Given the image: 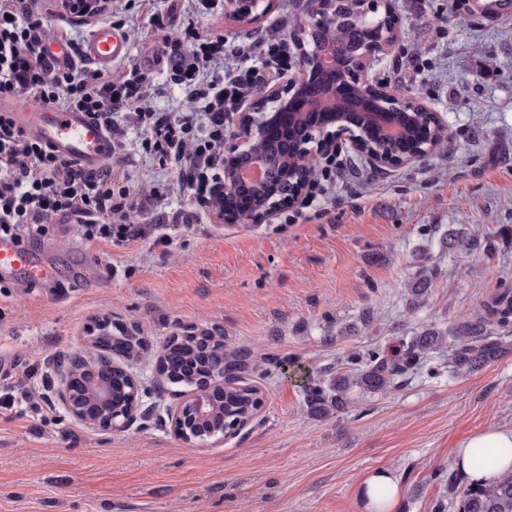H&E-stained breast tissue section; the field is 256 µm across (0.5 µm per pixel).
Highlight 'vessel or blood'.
<instances>
[{
    "instance_id": "vessel-or-blood-1",
    "label": "vessel or blood",
    "mask_w": 512,
    "mask_h": 512,
    "mask_svg": "<svg viewBox=\"0 0 512 512\" xmlns=\"http://www.w3.org/2000/svg\"><path fill=\"white\" fill-rule=\"evenodd\" d=\"M129 51L124 33L108 24L96 26L81 46L84 58L103 67L123 61ZM0 111L12 113L16 124L30 136L83 170H97L112 156L111 139L88 113L5 101H0ZM0 275L36 281L43 279L45 273L35 255L0 239Z\"/></svg>"
}]
</instances>
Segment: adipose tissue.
<instances>
[{
	"mask_svg": "<svg viewBox=\"0 0 512 512\" xmlns=\"http://www.w3.org/2000/svg\"><path fill=\"white\" fill-rule=\"evenodd\" d=\"M492 454L493 463H485L484 454ZM459 478L468 486L496 483L512 472V427L496 424L465 437L452 453ZM403 490L388 469H376L363 483L359 497L362 512H397Z\"/></svg>",
	"mask_w": 512,
	"mask_h": 512,
	"instance_id": "ef3b65f1",
	"label": "adipose tissue"
}]
</instances>
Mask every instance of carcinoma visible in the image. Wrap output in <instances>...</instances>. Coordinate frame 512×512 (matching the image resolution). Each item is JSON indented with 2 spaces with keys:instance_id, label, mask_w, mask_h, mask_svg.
<instances>
[{
  "instance_id": "carcinoma-1",
  "label": "carcinoma",
  "mask_w": 512,
  "mask_h": 512,
  "mask_svg": "<svg viewBox=\"0 0 512 512\" xmlns=\"http://www.w3.org/2000/svg\"><path fill=\"white\" fill-rule=\"evenodd\" d=\"M317 8L333 14L335 25L323 38L333 49L335 57L351 63L356 59L366 40V32L354 15L355 5L351 3H324ZM343 122L352 123L360 139L368 149L374 148L392 155H402L428 147L436 135V128L428 112H392L389 123L400 129L401 135L394 141L385 139L384 132L375 126L367 112L358 111L343 115ZM314 125V118L303 117L284 130L277 144L257 143L255 151L262 155L270 170L266 191H279L282 184L295 180L301 175L289 143L302 139ZM448 252L475 250L480 242L463 239L449 233L445 237ZM437 277L434 266H425L416 273L409 284L412 306L423 304ZM512 337V288H505L483 302L476 316L466 319L455 327L440 331L428 327L411 337L403 351L394 359H385L374 352L366 355L352 353L348 362L356 366L353 373H342L329 387L318 382L306 386L307 402L315 412L341 410L347 404V393L353 387L366 393L385 394L394 389L407 374L423 362L430 352L448 344L450 354L448 366L451 375L472 374L481 371L488 364L497 361L504 354L509 338ZM94 341L107 344L119 353L140 355L146 347L138 332L126 330H95ZM224 341L213 328H197L195 334H175L167 342L169 354L164 362L160 377L172 385H179L188 391L204 393L207 390L208 373L224 365V374L238 375L246 368L250 352L241 348H224V353L207 361L199 359L197 347L209 346ZM112 387L113 401L125 395H133V387L120 371H113L107 377ZM260 400L258 389L238 377L224 387V401L211 418L201 424L199 439H205L210 432L224 426L232 419L252 417ZM456 512H512V475L503 477L491 486L468 488L456 495Z\"/></svg>"
}]
</instances>
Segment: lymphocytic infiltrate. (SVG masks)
<instances>
[{
    "label": "lymphocytic infiltrate",
    "mask_w": 512,
    "mask_h": 512,
    "mask_svg": "<svg viewBox=\"0 0 512 512\" xmlns=\"http://www.w3.org/2000/svg\"><path fill=\"white\" fill-rule=\"evenodd\" d=\"M44 0H0V100L52 105L88 113L120 148L119 117L130 115L145 132L150 160L175 168L181 189L209 211H224V131L232 114L262 81L246 70L219 78L224 34L185 30L167 34L163 54L184 93V109L173 113L144 107L145 78L133 68L121 74L82 58L52 65L42 46L51 33ZM138 191L122 171L106 165L86 171L56 155L0 112V232L54 221L73 223L81 239L123 243L138 239L134 222Z\"/></svg>",
    "instance_id": "lymphocytic-infiltrate-1"
}]
</instances>
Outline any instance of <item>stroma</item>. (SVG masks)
I'll return each instance as SVG.
<instances>
[{
	"instance_id": "35a3bbf8",
	"label": "stroma",
	"mask_w": 512,
	"mask_h": 512,
	"mask_svg": "<svg viewBox=\"0 0 512 512\" xmlns=\"http://www.w3.org/2000/svg\"><path fill=\"white\" fill-rule=\"evenodd\" d=\"M463 2L393 0L397 40L370 71L439 112L450 151L381 171L343 145L320 163L294 223L283 209L256 223H178L195 201L173 169L145 163L142 131L127 121L111 162L130 186L163 193L141 201L142 236L89 243L49 226L21 241L49 277L0 280V394L17 384L29 392L0 407V512H359L358 489L379 468L399 477L402 512H454L448 451L486 425L512 426V352L456 378L439 353L386 394L352 391L337 413L311 412L304 390L331 382L350 352L394 357L424 327H451L512 286V7L486 19ZM170 6L110 0L98 17L129 35L115 71L140 68L149 105L168 112L183 111L184 95L161 61L153 14H169L173 34L223 31L228 79L270 71L268 57L239 47L265 34L289 39L298 14L274 0L248 24L220 8ZM451 230L493 238L494 249L442 251ZM425 261L438 278L413 309L407 283ZM105 314L147 340L135 367L147 379L155 351L181 327L219 328L228 346L250 353L244 378L263 397L259 417L223 444L196 448L172 434L175 397L159 387L152 412L125 432L73 419L58 401L55 366L83 352L85 326Z\"/></svg>"
}]
</instances>
